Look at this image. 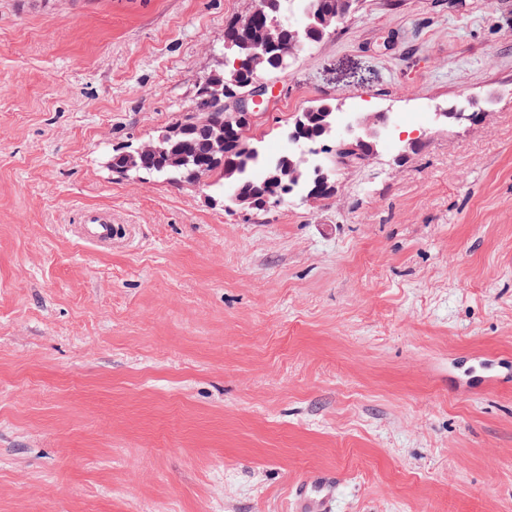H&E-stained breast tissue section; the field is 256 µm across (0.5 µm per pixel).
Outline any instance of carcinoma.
Returning a JSON list of instances; mask_svg holds the SVG:
<instances>
[{
    "label": "carcinoma",
    "mask_w": 512,
    "mask_h": 512,
    "mask_svg": "<svg viewBox=\"0 0 512 512\" xmlns=\"http://www.w3.org/2000/svg\"><path fill=\"white\" fill-rule=\"evenodd\" d=\"M263 14L254 18L249 25L243 20L234 19L224 24V88L230 92L241 93L251 86L278 72L288 65L282 48L271 46L265 40V27L274 19L285 17L284 0H263ZM302 9H311L312 16L306 18L309 27L308 35L315 44L328 35L318 18L343 6V0H300ZM259 52L264 56V63L256 70L244 63L252 53ZM335 111V106L328 102H320L302 112L297 113L292 122H302V132L317 145L327 143L321 135L326 122L324 113ZM209 133L194 127H183L170 142L165 144L169 150L175 149L196 157L197 164L191 169L197 171V182L210 187H224V180H231L236 187L246 194H258L263 190L264 179L258 176L263 171L266 175H275L288 167V154L274 157L266 155L257 142L238 134L227 135L224 157L214 163L207 155ZM127 175H135L144 180L163 178L172 183L188 182L189 171L184 168L163 167L155 154L144 157L136 169Z\"/></svg>",
    "instance_id": "carcinoma-1"
}]
</instances>
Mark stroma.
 I'll return each mask as SVG.
<instances>
[{"label": "stroma", "mask_w": 512, "mask_h": 512, "mask_svg": "<svg viewBox=\"0 0 512 512\" xmlns=\"http://www.w3.org/2000/svg\"><path fill=\"white\" fill-rule=\"evenodd\" d=\"M255 5L0 0V512H290L312 471L334 512H512V0H361L274 77L268 154L319 101L421 141L320 154L317 206L113 175ZM467 104L469 109H479V111L466 113L462 112V109L458 111V108L456 106H451L444 112H436V121L440 124H448L449 122H459L461 120L476 123L484 122L487 119L489 112H485V110L482 108L480 99L468 97ZM82 237L89 243L98 246L112 244V213L105 210L90 209L82 213L80 218Z\"/></svg>", "instance_id": "1"}]
</instances>
